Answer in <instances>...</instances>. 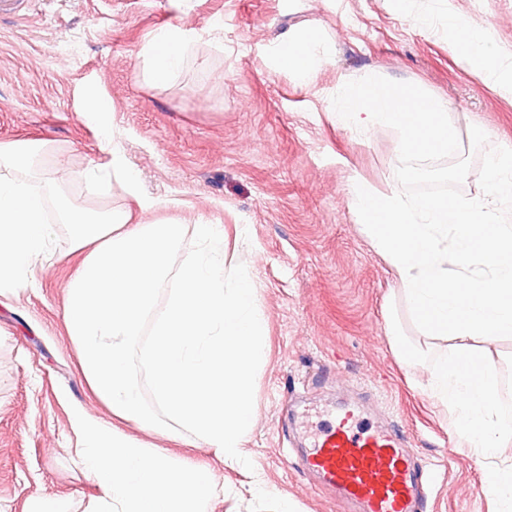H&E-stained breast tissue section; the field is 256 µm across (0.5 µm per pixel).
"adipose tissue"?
Returning <instances> with one entry per match:
<instances>
[{"label": "adipose tissue", "instance_id": "adipose-tissue-1", "mask_svg": "<svg viewBox=\"0 0 512 512\" xmlns=\"http://www.w3.org/2000/svg\"><path fill=\"white\" fill-rule=\"evenodd\" d=\"M199 40L190 28L156 31L142 49L147 79L156 85L170 82ZM448 46L465 71L477 74L498 96L512 99V50L497 45L487 27L449 13ZM273 57L277 68L307 82L329 60L315 28L282 41ZM73 424L81 436L77 453L102 492L103 512H210L214 485L196 466L173 460L166 449L145 446L84 412L74 414Z\"/></svg>", "mask_w": 512, "mask_h": 512}]
</instances>
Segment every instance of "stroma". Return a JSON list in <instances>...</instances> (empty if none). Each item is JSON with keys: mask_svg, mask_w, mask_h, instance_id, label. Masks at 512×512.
I'll list each match as a JSON object with an SVG mask.
<instances>
[{"mask_svg": "<svg viewBox=\"0 0 512 512\" xmlns=\"http://www.w3.org/2000/svg\"><path fill=\"white\" fill-rule=\"evenodd\" d=\"M490 27L512 47V0H30L18 18L0 16V142L44 141L42 167L90 209L115 205L91 192L86 169L105 163L97 129L81 116V89L95 82L112 103L114 139L124 149L155 216L224 230L230 264H244L268 327L255 380L254 423L245 443L252 468L225 463L193 435L125 433L206 469L212 512H342L300 465L316 423L368 385L421 457L438 466L434 512H490L485 471L425 389L430 367L400 359L391 315L414 337L388 261L349 206L361 176L397 188L399 136L337 125L331 98L342 81L380 75L448 99L461 155L470 129L489 146H512V103L456 62L447 11ZM224 27V47H195L171 84L149 83L140 51L169 25L207 33ZM320 28L334 63L304 84L268 58L283 38ZM33 284L0 294V512H32L56 497L85 512L100 491L73 454L76 409L109 419L81 371L63 323L68 285L82 260L62 228ZM267 481L248 493L250 471Z\"/></svg>", "mask_w": 512, "mask_h": 512, "instance_id": "1", "label": "stroma"}]
</instances>
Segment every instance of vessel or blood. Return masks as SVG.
Wrapping results in <instances>:
<instances>
[{
  "label": "vessel or blood",
  "instance_id": "1",
  "mask_svg": "<svg viewBox=\"0 0 512 512\" xmlns=\"http://www.w3.org/2000/svg\"><path fill=\"white\" fill-rule=\"evenodd\" d=\"M358 411L347 404L324 421L302 456L304 468L349 512H432L428 490L439 471L400 429L365 425Z\"/></svg>",
  "mask_w": 512,
  "mask_h": 512
}]
</instances>
